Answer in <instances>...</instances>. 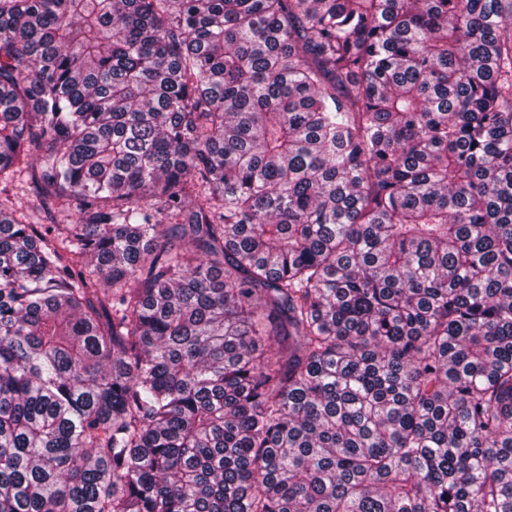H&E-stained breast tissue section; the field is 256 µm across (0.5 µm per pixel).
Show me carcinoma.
<instances>
[{
	"label": "carcinoma",
	"instance_id": "obj_1",
	"mask_svg": "<svg viewBox=\"0 0 512 512\" xmlns=\"http://www.w3.org/2000/svg\"><path fill=\"white\" fill-rule=\"evenodd\" d=\"M0 512H512V0H0Z\"/></svg>",
	"mask_w": 512,
	"mask_h": 512
}]
</instances>
